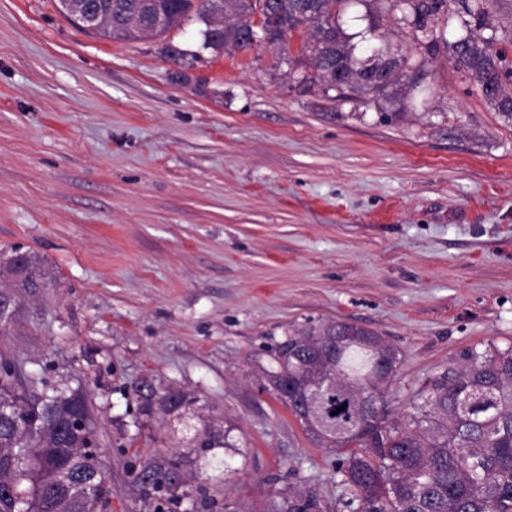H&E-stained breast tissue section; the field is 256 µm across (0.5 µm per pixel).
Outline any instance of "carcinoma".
<instances>
[{
    "instance_id": "obj_1",
    "label": "carcinoma",
    "mask_w": 512,
    "mask_h": 512,
    "mask_svg": "<svg viewBox=\"0 0 512 512\" xmlns=\"http://www.w3.org/2000/svg\"><path fill=\"white\" fill-rule=\"evenodd\" d=\"M351 0H96L101 21L91 31L118 41L160 37L194 16L204 25L200 50L166 43L168 61L192 64L200 51L248 49L266 43L290 50L301 37L314 73L302 82H321L325 92L350 91L367 100L385 96L418 70L412 49L382 44L364 60L340 23ZM395 21L410 26L418 45L432 54L437 29L448 27V0H376ZM461 10L481 25L489 0H459ZM261 27H254V18ZM495 35L466 33L446 43L454 63L465 70L485 102L512 116L502 53ZM26 272L0 264L9 290L0 294V316L51 284L38 257L25 253ZM397 352L375 331L347 321L313 325L286 335L264 369L267 389L284 401L303 429L336 451L341 501L353 512H512V345L490 344L464 351L463 366L433 380L411 403L405 418L394 416L390 389L394 375L380 374L381 354ZM146 411L185 412L196 399L176 389L158 391L151 382L132 387ZM344 410L337 411V408ZM83 430L73 449L54 452L42 433L47 422ZM199 448H233L230 431L205 430ZM0 487L15 500L0 512H102L109 501V476L100 460L97 422L80 386L42 382L38 392L19 390L16 368L0 363ZM183 470L173 456L144 462L135 483L141 497L177 496ZM269 512H323L312 490L292 493Z\"/></svg>"
}]
</instances>
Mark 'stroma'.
Returning <instances> with one entry per match:
<instances>
[{"instance_id":"stroma-1","label":"stroma","mask_w":512,"mask_h":512,"mask_svg":"<svg viewBox=\"0 0 512 512\" xmlns=\"http://www.w3.org/2000/svg\"><path fill=\"white\" fill-rule=\"evenodd\" d=\"M365 45H412L376 0L343 14ZM158 39L118 42L58 0H0V262L35 253L55 286L0 323L19 386H86L109 512L140 464L179 457L222 512L288 491L339 503L336 453L266 389L286 332L349 321L399 351L406 413L471 346L512 344V118L446 49L408 97L331 100L266 47L203 52L185 77ZM198 402L145 413L142 381ZM229 448L197 447L203 428Z\"/></svg>"}]
</instances>
